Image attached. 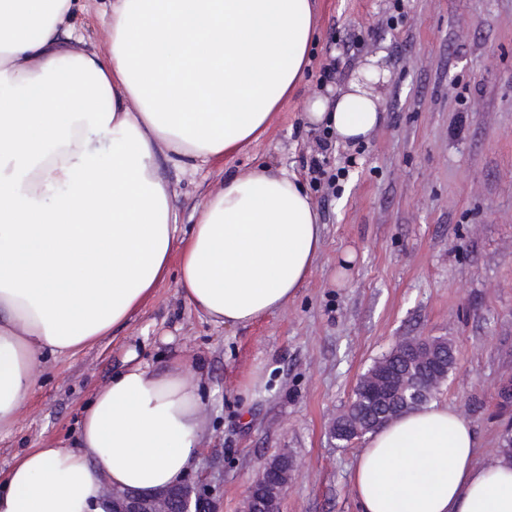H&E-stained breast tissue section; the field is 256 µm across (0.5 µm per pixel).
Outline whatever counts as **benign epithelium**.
<instances>
[{
    "label": "benign epithelium",
    "mask_w": 512,
    "mask_h": 512,
    "mask_svg": "<svg viewBox=\"0 0 512 512\" xmlns=\"http://www.w3.org/2000/svg\"><path fill=\"white\" fill-rule=\"evenodd\" d=\"M438 339L430 336H407L399 339L393 350L402 351L408 358V367L394 370L379 362L360 383L371 386V394L383 401L394 397L406 403L417 401L430 389L437 391L447 380L448 372L438 367L436 345ZM371 430L369 421L358 415L347 418L348 443L352 444ZM298 464L288 451L267 460L248 488L243 512H282V502L293 480ZM112 512H215L213 501L203 481L196 485L171 487L153 494L110 490Z\"/></svg>",
    "instance_id": "benign-epithelium-1"
}]
</instances>
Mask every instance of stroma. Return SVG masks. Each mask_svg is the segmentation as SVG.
Listing matches in <instances>:
<instances>
[{"mask_svg":"<svg viewBox=\"0 0 512 512\" xmlns=\"http://www.w3.org/2000/svg\"><path fill=\"white\" fill-rule=\"evenodd\" d=\"M112 0H77L75 36L106 52ZM317 42L299 87L255 142L191 175L162 163L188 233L227 176L258 163L308 182L323 247L304 288L236 330L199 316L176 274L125 326L76 353L46 356L15 426L0 435V473L26 450L72 445L96 391L128 351L157 366L180 358L207 405L201 462L217 512H241L261 465L289 451L300 468L283 512H359L349 474L362 441L335 447L330 420L360 377L402 336L447 338L456 362L434 399L475 427L479 455L512 429L500 388L512 379V0H314ZM383 54L382 118L364 142L321 151L304 102L335 96ZM333 64L330 77L321 67ZM325 156L335 189L311 184ZM354 253L344 277L335 272ZM259 378L261 393H243Z\"/></svg>","mask_w":512,"mask_h":512,"instance_id":"stroma-1","label":"stroma"}]
</instances>
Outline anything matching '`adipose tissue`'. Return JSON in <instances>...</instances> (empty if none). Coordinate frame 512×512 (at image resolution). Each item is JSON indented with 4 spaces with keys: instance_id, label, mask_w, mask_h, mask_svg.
Segmentation results:
<instances>
[{
    "instance_id": "adipose-tissue-1",
    "label": "adipose tissue",
    "mask_w": 512,
    "mask_h": 512,
    "mask_svg": "<svg viewBox=\"0 0 512 512\" xmlns=\"http://www.w3.org/2000/svg\"><path fill=\"white\" fill-rule=\"evenodd\" d=\"M73 0H0V433L44 356L123 327L176 269L185 301L228 329L283 308L322 248L318 208L284 168L225 180L178 237L161 161L194 171L265 133L302 82L311 0H112L106 56L60 33ZM368 60L307 126L358 143L380 121ZM205 403L183 362L129 356L73 446L24 452L0 512H112L102 490L148 494L198 465ZM349 480L361 512H512V458L477 457L471 421L431 402L374 432Z\"/></svg>"
}]
</instances>
